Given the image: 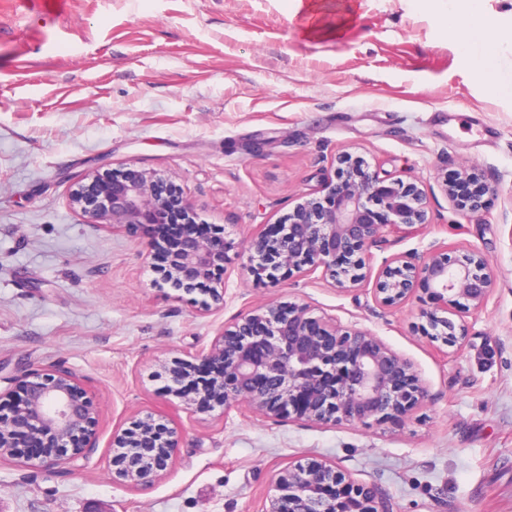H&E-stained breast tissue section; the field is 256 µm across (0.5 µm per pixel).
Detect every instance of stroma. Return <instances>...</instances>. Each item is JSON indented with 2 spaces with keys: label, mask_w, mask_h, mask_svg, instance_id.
I'll use <instances>...</instances> for the list:
<instances>
[{
  "label": "stroma",
  "mask_w": 512,
  "mask_h": 512,
  "mask_svg": "<svg viewBox=\"0 0 512 512\" xmlns=\"http://www.w3.org/2000/svg\"><path fill=\"white\" fill-rule=\"evenodd\" d=\"M351 4L338 37L304 38L288 0H68L64 16L0 0V392L68 367L100 411L96 449L62 472L0 459V512H259L271 471L325 458L378 486L390 512H512V95L499 93L431 0ZM423 181L432 222L372 266L442 242L491 258L497 286L462 349L417 332L421 296L380 308L371 287L253 282L239 261L224 304L158 284L141 235L85 223L73 176L134 165L191 194L236 245L315 188L337 154ZM498 177L477 214L442 182ZM309 304L410 359L430 398L404 427L274 422L185 409L164 361L208 347L268 302ZM155 411L179 428L163 478L112 477V431Z\"/></svg>",
  "instance_id": "1"
}]
</instances>
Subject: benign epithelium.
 Instances as JSON below:
<instances>
[{"mask_svg":"<svg viewBox=\"0 0 512 512\" xmlns=\"http://www.w3.org/2000/svg\"><path fill=\"white\" fill-rule=\"evenodd\" d=\"M498 179L466 168L445 193L458 211L475 213L497 194ZM69 204L88 224L147 227L143 253L156 252V229L178 213L197 217L193 200L172 180L144 168L83 172L73 178ZM430 223L429 198L417 180L381 174L365 158L343 152L333 172L302 201L264 227L239 257L254 281L303 278L316 272L343 291L368 283L374 250L391 237ZM235 243L224 232L184 230L168 246L160 279L181 281L185 292L201 288L212 304L224 301V271ZM496 288L493 262L476 248L463 254L433 244L423 255L399 253L386 261L373 288L384 307H396L423 291L422 331L456 346L468 334L464 315L481 309ZM217 363L199 395L173 396L185 408L208 400L224 410L247 408L263 419L316 425H402L430 394L413 364L368 329L346 328L337 317L310 315L299 303L260 304L239 315L209 347L170 360L183 378L197 363ZM19 395L0 393V458L48 470L88 457L96 448L99 413L78 378L64 365L31 369ZM179 447L172 420L154 412L112 434L115 477L136 488L162 478ZM261 512H389L374 485L358 483L331 461L310 458L272 471Z\"/></svg>","mask_w":512,"mask_h":512,"instance_id":"7a95c632","label":"benign epithelium"}]
</instances>
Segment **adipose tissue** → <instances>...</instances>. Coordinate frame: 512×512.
Returning a JSON list of instances; mask_svg holds the SVG:
<instances>
[{
    "mask_svg": "<svg viewBox=\"0 0 512 512\" xmlns=\"http://www.w3.org/2000/svg\"><path fill=\"white\" fill-rule=\"evenodd\" d=\"M292 11L303 19L307 38L332 37L348 25L346 16H333L325 0H291ZM443 14L449 29H461L460 45L481 64L494 62L504 45H512V26L493 30L486 22L484 0H445Z\"/></svg>",
    "mask_w": 512,
    "mask_h": 512,
    "instance_id": "obj_1",
    "label": "adipose tissue"
}]
</instances>
